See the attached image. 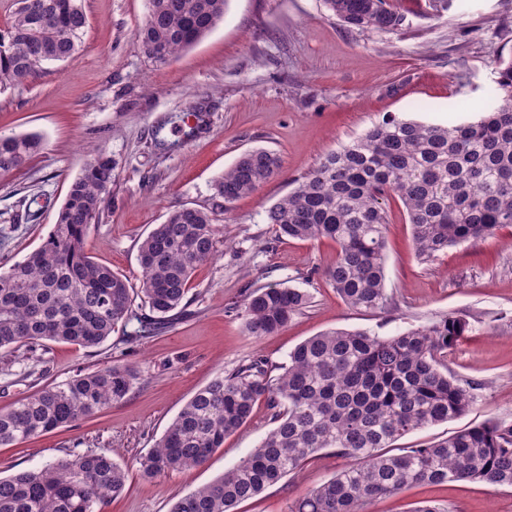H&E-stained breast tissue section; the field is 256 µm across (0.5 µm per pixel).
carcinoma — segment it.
Returning a JSON list of instances; mask_svg holds the SVG:
<instances>
[{
  "instance_id": "1",
  "label": "carcinoma",
  "mask_w": 512,
  "mask_h": 512,
  "mask_svg": "<svg viewBox=\"0 0 512 512\" xmlns=\"http://www.w3.org/2000/svg\"><path fill=\"white\" fill-rule=\"evenodd\" d=\"M345 26L365 32L401 27L386 0H324ZM227 0H147L136 45L165 63L206 35ZM83 0H14L0 30V92L81 50ZM500 96L476 122L425 124L388 116L328 153L266 211L279 236L336 243L325 278L350 307L386 309V205L399 199L418 258L512 225V58L500 63ZM43 147L36 134L0 137V173L25 166ZM112 159L96 150L70 185L56 224L39 249L0 271V349L46 340L102 344L120 323L131 337L154 336L183 307L197 267L213 259L217 225L195 207L170 212L139 245V288L152 315L133 309L128 280L89 255L85 239L112 187ZM280 172L279 158L249 150L214 184L224 210ZM309 303L297 288L262 286L241 307L248 335L278 334ZM468 323L442 316L391 336L333 329L288 353L273 375L261 362L218 375L190 398L154 448L138 460L155 478L200 467L263 401L275 427L213 482L181 497L171 512H237L324 449L353 460L313 487L291 512H367L376 499L419 484L470 480L512 487V423L489 419L427 445L397 447L404 436L465 414L476 387L448 372V349ZM138 373L113 364L45 387L0 413V447L70 428L126 400ZM125 470L111 450L73 453L0 478V512H103L120 494Z\"/></svg>"
}]
</instances>
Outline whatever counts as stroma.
Wrapping results in <instances>:
<instances>
[{"mask_svg": "<svg viewBox=\"0 0 512 512\" xmlns=\"http://www.w3.org/2000/svg\"><path fill=\"white\" fill-rule=\"evenodd\" d=\"M406 16L390 31L351 30L324 0H227L224 17L192 47L159 64L135 44L145 0H85L84 48L23 85L0 93V136L40 134L44 147L23 168L0 174V267L38 249L56 222L91 149L111 157L112 188L85 249L139 287L138 247L173 210L213 212L215 257L197 268L184 308L159 334L130 340L115 327L83 349L38 342L0 350V413L47 386L114 363L139 375L129 399L73 428L18 447H0V476L72 452L102 448L126 471L122 494L104 512H170L174 502L237 464L273 426L266 404L224 440L205 465L148 480L137 460L153 448L182 406L219 375L290 350L331 329L390 336L444 315L469 329L448 352V368L477 385L459 418L403 438L428 444L496 418L512 422V225L450 247L433 262L416 254L404 206L387 204V309L346 305L324 278L334 242L277 238L267 209L329 152L395 115L424 123L477 121L490 106L501 60L512 58V0H388ZM282 160L279 175L230 210L213 184L244 152ZM298 288L307 308L281 333L257 340L235 303L258 286ZM345 458L323 450L237 512H289L308 489L334 476ZM512 512V488L474 481L416 485L380 498L369 512Z\"/></svg>", "mask_w": 512, "mask_h": 512, "instance_id": "obj_1", "label": "stroma"}]
</instances>
